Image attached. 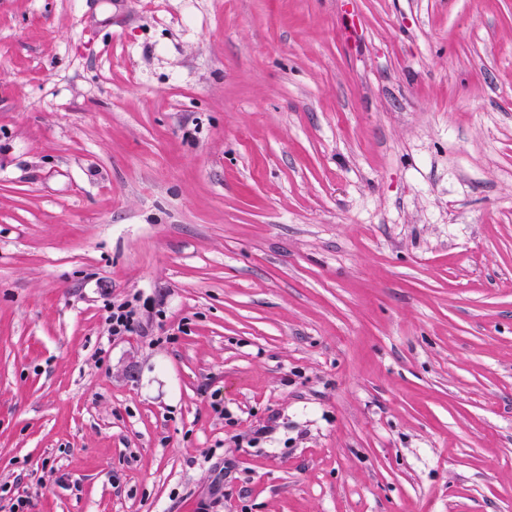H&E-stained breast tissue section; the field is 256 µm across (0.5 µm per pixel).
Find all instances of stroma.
<instances>
[{
    "label": "stroma",
    "instance_id": "stroma-1",
    "mask_svg": "<svg viewBox=\"0 0 512 512\" xmlns=\"http://www.w3.org/2000/svg\"><path fill=\"white\" fill-rule=\"evenodd\" d=\"M19 495L512 512V0H0ZM134 302H139V298L124 301L104 299L103 308L107 313L106 320L111 326L112 336H127L141 327L140 308Z\"/></svg>",
    "mask_w": 512,
    "mask_h": 512
}]
</instances>
